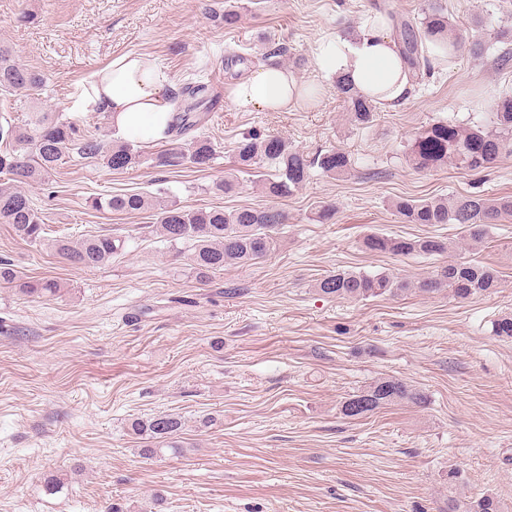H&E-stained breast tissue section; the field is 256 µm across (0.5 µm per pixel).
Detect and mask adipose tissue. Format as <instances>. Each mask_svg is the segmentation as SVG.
<instances>
[{
	"mask_svg": "<svg viewBox=\"0 0 512 512\" xmlns=\"http://www.w3.org/2000/svg\"><path fill=\"white\" fill-rule=\"evenodd\" d=\"M315 65L324 74L345 77L380 105H399L414 91L412 74L381 14L368 15L353 38L339 36L321 43ZM172 86L169 73L158 62L127 53L83 82L74 109L107 113L126 139L151 143L163 137L176 111ZM303 89L286 67L272 64L252 71L229 89L227 98L246 112L289 111L303 105Z\"/></svg>",
	"mask_w": 512,
	"mask_h": 512,
	"instance_id": "1",
	"label": "adipose tissue"
}]
</instances>
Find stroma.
<instances>
[{"mask_svg": "<svg viewBox=\"0 0 512 512\" xmlns=\"http://www.w3.org/2000/svg\"><path fill=\"white\" fill-rule=\"evenodd\" d=\"M486 54L465 52L421 71L412 97L378 108L371 127L347 121L336 80L315 65L319 41L358 29L369 12L419 21L424 0H0V45L40 71L37 100L12 96L11 116L52 112L79 136L115 139L111 118L72 109L79 83L126 53L159 61L182 86L205 75L217 97L194 133L217 153L205 168L115 171L70 154L27 186L58 234H114L124 252L77 268L46 244L0 223V258L58 295L32 298L0 285V512H442L449 499L496 493L512 512V340L492 322L512 314V220L472 249L455 224H406L392 201L512 195V156L474 173L448 164L416 169L409 147L425 127L489 126L494 99L512 93V0H434ZM237 6L241 20L218 16ZM288 47L285 65L318 93L288 112H242L228 89L262 65L261 37ZM277 134L315 153L346 151L344 177L317 174L279 206L288 222L263 258L199 279L189 244L156 233L149 212L94 209L95 197L146 193L189 209L264 208L257 176L217 185L245 133ZM336 207L327 224L320 206ZM437 236L452 259L498 268L493 293L458 301L447 292L336 300L317 284L339 269L426 275L440 257L366 251L363 238ZM403 379L428 401L347 417L349 395L381 377ZM182 417L179 453L140 456L131 423ZM458 469L449 484V469ZM63 479L50 495L46 478ZM162 501H155V493Z\"/></svg>", "mask_w": 512, "mask_h": 512, "instance_id": "obj_1", "label": "stroma"}]
</instances>
